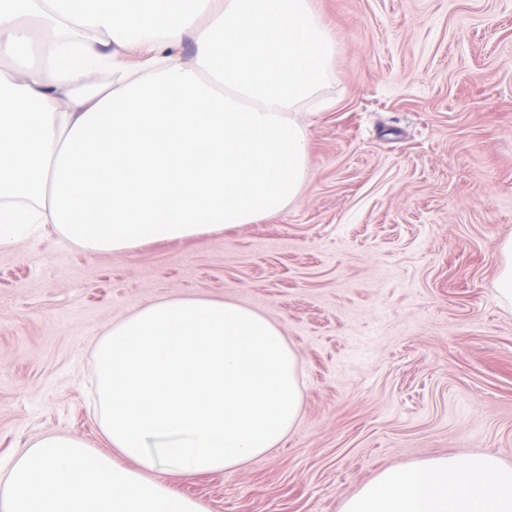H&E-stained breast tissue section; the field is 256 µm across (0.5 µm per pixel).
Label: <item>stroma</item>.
I'll return each instance as SVG.
<instances>
[{"instance_id":"stroma-1","label":"stroma","mask_w":512,"mask_h":512,"mask_svg":"<svg viewBox=\"0 0 512 512\" xmlns=\"http://www.w3.org/2000/svg\"><path fill=\"white\" fill-rule=\"evenodd\" d=\"M336 40L282 211L221 235L87 253L0 251V460L37 437L107 451L92 342L169 295L231 298L294 348L305 398L279 448L172 479L207 512H338L380 470L496 453L512 466V0H311ZM500 251L503 257V263L500 273L495 281V292L498 294L501 302L512 306V238L505 240Z\"/></svg>"}]
</instances>
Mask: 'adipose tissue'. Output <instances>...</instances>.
<instances>
[{
  "instance_id": "1",
  "label": "adipose tissue",
  "mask_w": 512,
  "mask_h": 512,
  "mask_svg": "<svg viewBox=\"0 0 512 512\" xmlns=\"http://www.w3.org/2000/svg\"><path fill=\"white\" fill-rule=\"evenodd\" d=\"M73 29L91 34L88 64L63 70L54 47ZM335 55L310 0H0V250L49 224L112 254L285 209L307 174L301 115L324 109ZM93 357L109 452L36 440L0 467V512H205L169 477L237 470L302 412L287 336L230 299L150 302ZM338 512H512V466L480 453L388 467Z\"/></svg>"
}]
</instances>
